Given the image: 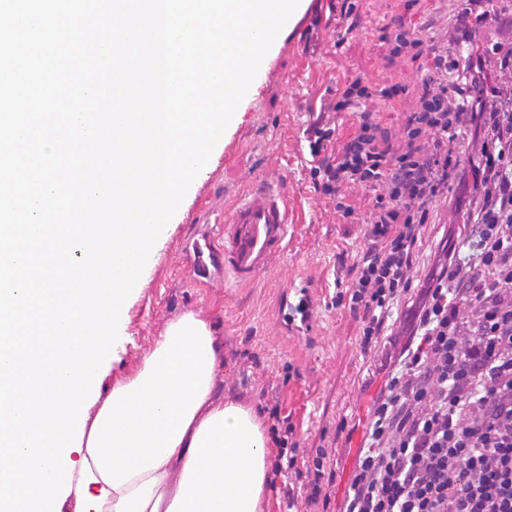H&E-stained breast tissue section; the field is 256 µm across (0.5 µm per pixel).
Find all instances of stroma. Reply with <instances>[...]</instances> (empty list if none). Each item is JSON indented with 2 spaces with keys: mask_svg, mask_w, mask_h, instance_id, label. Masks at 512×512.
<instances>
[{
  "mask_svg": "<svg viewBox=\"0 0 512 512\" xmlns=\"http://www.w3.org/2000/svg\"><path fill=\"white\" fill-rule=\"evenodd\" d=\"M333 2L334 9L318 11L312 0H300L262 60L261 90H249L238 105L223 142L191 184L160 237L153 264L126 301L123 346L105 361L101 392L109 394L116 381L135 372L168 324L192 312L214 328L223 345L219 395L257 412L280 400L300 448L334 449L341 468L358 425L353 410L370 404L371 391L384 379L380 366L387 350L360 356V320L333 303L339 257L352 262L366 248L370 195L354 189L355 217L348 224L337 222L332 205L313 189L308 128L321 101L334 98L345 81L361 77L377 91L367 103L368 111L379 119L390 142H397L406 110L378 91L395 83L415 85L421 70L409 61L390 62L380 29L396 18L436 41L464 2L420 0L409 8L404 0H354L359 18L355 28L339 10L343 0ZM254 180L284 188L294 218L287 256L257 281L232 290H225L220 281L196 287L181 241L198 204L228 206ZM456 213L455 196L438 201L419 247L420 263H428ZM304 290L313 305L312 320L304 331L284 330L280 298L285 295L295 302ZM343 422L348 428L342 433L338 426Z\"/></svg>",
  "mask_w": 512,
  "mask_h": 512,
  "instance_id": "obj_1",
  "label": "stroma"
}]
</instances>
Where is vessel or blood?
<instances>
[{
    "label": "vessel or blood",
    "instance_id": "1",
    "mask_svg": "<svg viewBox=\"0 0 512 512\" xmlns=\"http://www.w3.org/2000/svg\"><path fill=\"white\" fill-rule=\"evenodd\" d=\"M290 214L280 190L259 184L225 208L218 229H205L187 247L196 281L217 277L248 282L288 251Z\"/></svg>",
    "mask_w": 512,
    "mask_h": 512
}]
</instances>
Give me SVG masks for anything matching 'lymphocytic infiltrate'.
<instances>
[{"label": "lymphocytic infiltrate", "mask_w": 512, "mask_h": 512, "mask_svg": "<svg viewBox=\"0 0 512 512\" xmlns=\"http://www.w3.org/2000/svg\"><path fill=\"white\" fill-rule=\"evenodd\" d=\"M442 49L383 26L391 59L419 63L415 87L345 83L308 130L315 190L348 220L350 192L372 194L368 249L334 269L336 306L361 316V355L388 343L392 371L371 411L342 512H512V16L492 46L484 0H467ZM409 101L397 144L363 109L374 94ZM359 112L337 138L335 112ZM471 133L478 162L454 148ZM458 187L468 209L461 248L435 253L416 282L417 244L437 200ZM274 471L306 477L303 512H332V451L305 455L280 405L266 410Z\"/></svg>", "instance_id": "lymphocytic-infiltrate-1"}]
</instances>
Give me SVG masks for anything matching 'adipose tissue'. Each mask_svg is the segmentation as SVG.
I'll return each instance as SVG.
<instances>
[{"instance_id": "ef3b65f1", "label": "adipose tissue", "mask_w": 512, "mask_h": 512, "mask_svg": "<svg viewBox=\"0 0 512 512\" xmlns=\"http://www.w3.org/2000/svg\"><path fill=\"white\" fill-rule=\"evenodd\" d=\"M221 344L194 314L88 411L71 485L77 512H262L266 437L217 396Z\"/></svg>"}]
</instances>
